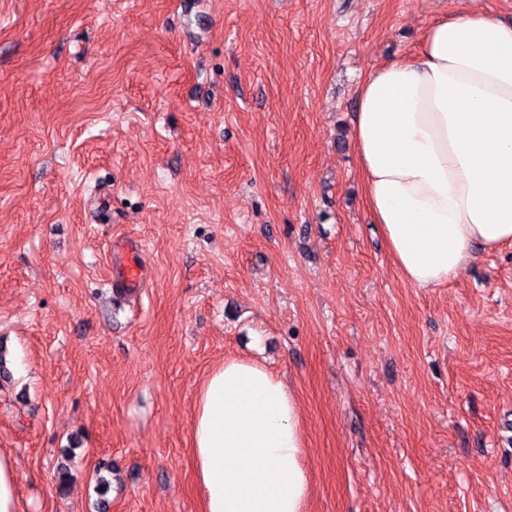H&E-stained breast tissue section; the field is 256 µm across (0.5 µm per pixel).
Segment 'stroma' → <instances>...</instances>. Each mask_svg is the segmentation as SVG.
Masks as SVG:
<instances>
[{"label": "stroma", "mask_w": 512, "mask_h": 512, "mask_svg": "<svg viewBox=\"0 0 512 512\" xmlns=\"http://www.w3.org/2000/svg\"><path fill=\"white\" fill-rule=\"evenodd\" d=\"M512 0H0V452L23 512H201L224 359L294 392L308 512H512V245L406 283L358 83ZM152 275L116 296L111 247ZM71 478L56 479L59 465Z\"/></svg>", "instance_id": "1"}]
</instances>
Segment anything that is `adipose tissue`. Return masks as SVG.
<instances>
[{"mask_svg":"<svg viewBox=\"0 0 512 512\" xmlns=\"http://www.w3.org/2000/svg\"><path fill=\"white\" fill-rule=\"evenodd\" d=\"M356 93L367 205L405 281L438 287L512 244V21H435L415 56L374 68ZM190 437L202 512H307L298 402L262 364L212 371Z\"/></svg>","mask_w":512,"mask_h":512,"instance_id":"1","label":"adipose tissue"}]
</instances>
